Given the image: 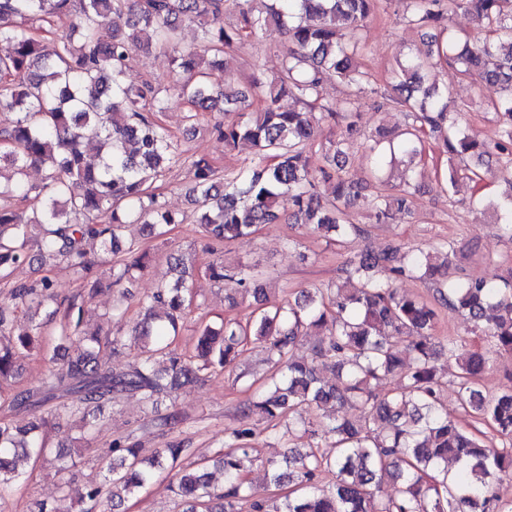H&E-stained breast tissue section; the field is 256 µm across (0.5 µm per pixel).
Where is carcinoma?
<instances>
[{"label": "carcinoma", "instance_id": "1", "mask_svg": "<svg viewBox=\"0 0 512 512\" xmlns=\"http://www.w3.org/2000/svg\"><path fill=\"white\" fill-rule=\"evenodd\" d=\"M252 2L0 0V42L10 46L0 55V107L16 114L12 125L0 130V199L25 202L21 209L0 207L1 277L29 261L36 249L42 262L60 260L78 278L88 279L94 261L86 243L97 242L112 254L109 287H124L146 267L149 255L124 247L121 232L141 224L147 236L159 239L167 226L182 223L160 192L168 173L182 165L192 183L195 223L213 250L278 223L312 226L340 246L366 233L350 219L359 202L373 223L388 224L393 212L410 208L416 187L412 163L426 156L427 139L447 156L445 191L460 171L476 174L475 167L489 155L485 140L459 126V110L448 95L427 82V69L441 63L500 90L491 105L498 123L494 147L506 157L508 192L491 209L501 237L512 242V0H402L403 21L435 33L425 54L396 61L390 90L375 105L377 111L405 113L406 123L395 141L378 133L388 146L370 147L372 178L382 185L385 167L404 161L407 167L395 192L371 197L347 176L346 162L350 139L359 133L358 91L372 82L357 58L382 0H268L259 12ZM459 12L475 19L480 36L457 44L440 39L438 32L448 30L446 22ZM226 14L232 21L224 22ZM63 19L67 34L61 40L34 35ZM185 22L196 25L200 44L174 52L169 66L187 121L194 126L208 115L210 132L225 147L246 141L254 150L249 162L222 175L205 157L183 158L159 119L166 110L161 88L126 79L135 53L177 43ZM272 24L286 36L275 77L254 74L234 93L210 83L208 67L224 64L237 44L260 38ZM104 25L112 27L109 42L99 36ZM328 71L351 88L340 107L322 97ZM286 97L302 109H281ZM325 125L341 127L342 139L322 140ZM91 149L94 163L88 160ZM317 156L323 164L315 167ZM34 166L44 170V182L32 196L25 177ZM321 181L334 182L329 203L319 197ZM454 254L450 242L402 254L394 247L366 249L348 262L335 287L302 290L284 302L270 299L257 265L212 261L196 273L228 288L229 307L237 306L240 294L251 296L254 308L245 322L226 317L217 328L200 323L189 356L172 344L194 300L188 280L196 273L171 255L172 282L139 300L146 316L131 335L141 343L140 358L122 370L98 355L105 344L114 350L124 346L122 332L105 340L86 333L83 305L59 301L47 276L15 283L10 289L15 305L30 309L52 303L64 309L54 351H67V367L49 371L40 389L1 391L0 404L28 410L53 401L51 414L81 416L90 434L114 395L136 394L152 413L172 390L226 368L257 341L272 363L271 388L244 410L270 422L288 420V450L281 459L263 463L268 485L261 495L246 481L254 464V430L245 424L231 429L224 451L213 459L224 469L221 491L211 486L202 466L179 471L176 495L184 512H508L512 499L503 500L501 488L512 476V387L486 397L478 382L493 357L512 354V271L500 284L454 279ZM382 269L388 271L385 279L377 277ZM408 278L429 282L435 303L402 292L398 282ZM441 308L465 314L470 332L482 340L472 345L450 339L446 349L458 365L456 398L462 412L490 427L497 446L463 428L442 401L444 382L432 364ZM311 329L328 334L300 355V337ZM5 330L0 315L1 382L13 378L18 354L43 350L42 325L6 341ZM401 346L411 362L400 358ZM322 368L336 373L335 382L320 383ZM388 375L396 378L388 395L375 394L372 382ZM322 402L357 407L361 417L353 422L303 418L306 408ZM327 440L333 441L330 454L322 451ZM47 452L34 428L1 421L0 498L21 476L19 459L37 462ZM188 452L182 442L170 441L143 458L137 442L116 440L102 456V480L66 494L78 496L80 512H97L105 499L117 512ZM384 476L400 482L397 496L377 495Z\"/></svg>", "mask_w": 512, "mask_h": 512}]
</instances>
